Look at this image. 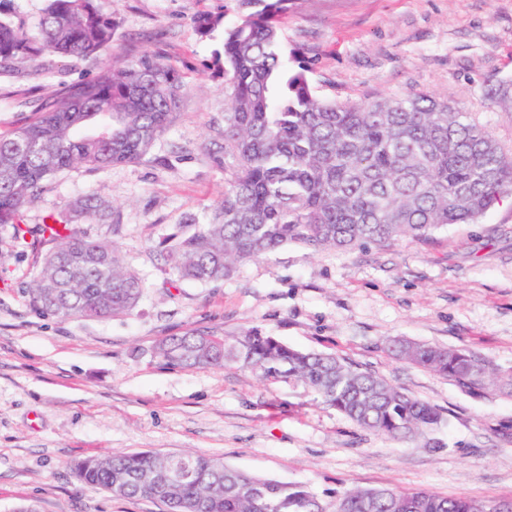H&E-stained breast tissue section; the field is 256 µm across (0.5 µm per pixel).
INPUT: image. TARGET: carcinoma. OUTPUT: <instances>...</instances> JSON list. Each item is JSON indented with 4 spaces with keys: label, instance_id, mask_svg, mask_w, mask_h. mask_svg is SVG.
<instances>
[{
    "label": "carcinoma",
    "instance_id": "obj_1",
    "mask_svg": "<svg viewBox=\"0 0 512 512\" xmlns=\"http://www.w3.org/2000/svg\"><path fill=\"white\" fill-rule=\"evenodd\" d=\"M288 0H237L231 25L201 14L197 33L223 28L216 54L228 94L224 113V193L208 222L159 241L179 279L208 283L290 244L315 252L421 241L447 224L476 222L512 195V148L476 114L446 99L409 92L366 102L317 93L310 69L288 66L281 16ZM119 22L97 0H48L33 21L0 12V81L22 66L38 71L46 56L77 62L112 44ZM186 87L175 64L144 53L65 87L33 109L34 118L0 134V225L16 236L47 183L76 167L99 170L143 160L176 118ZM96 209L76 199L35 231L53 243L27 293L30 305L62 318L106 319L131 310L140 277L116 247L78 235ZM402 361L446 377L471 393L499 390L504 377L477 353L407 341ZM165 363L190 369L236 365L263 381L302 384L359 428L393 438L424 436L441 423L430 404L384 377L331 354L292 348L252 327L232 340L192 330L156 348ZM85 483L126 499L160 497L172 512H324L306 486L250 476L218 459L185 453L91 457L73 464ZM189 473L179 481L166 475ZM502 504L430 491L349 489L336 512H500Z\"/></svg>",
    "mask_w": 512,
    "mask_h": 512
}]
</instances>
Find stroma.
I'll list each match as a JSON object with an SVG mask.
<instances>
[{
	"mask_svg": "<svg viewBox=\"0 0 512 512\" xmlns=\"http://www.w3.org/2000/svg\"><path fill=\"white\" fill-rule=\"evenodd\" d=\"M119 22L111 46L71 65L49 57L0 82V133L32 119L60 82L90 80L148 52L176 64L187 94L145 159L76 168L47 187L26 224L95 196L106 216L77 229L115 244L141 277L138 304L108 319L34 310L27 287L51 245L0 226V512H165L161 500L122 499L81 482L72 461L105 453L194 452L248 475L306 485L321 501L352 487H393L486 502L512 500V396L475 397L397 360L395 340L463 348L512 374V197L474 224L422 242L310 253L291 245L230 279L179 280L155 247L189 219L205 221L224 190L213 153L224 144L223 36L201 39L203 13L237 18L235 0H100ZM293 57L320 94L376 100L422 91L476 113L512 144V0H291L282 23ZM26 106H18V99ZM257 326L304 351L380 374L438 410L428 436L398 440L358 428L302 385L262 382L237 367L184 369L155 347L193 328L240 335Z\"/></svg>",
	"mask_w": 512,
	"mask_h": 512,
	"instance_id": "35a3bbf8",
	"label": "stroma"
}]
</instances>
